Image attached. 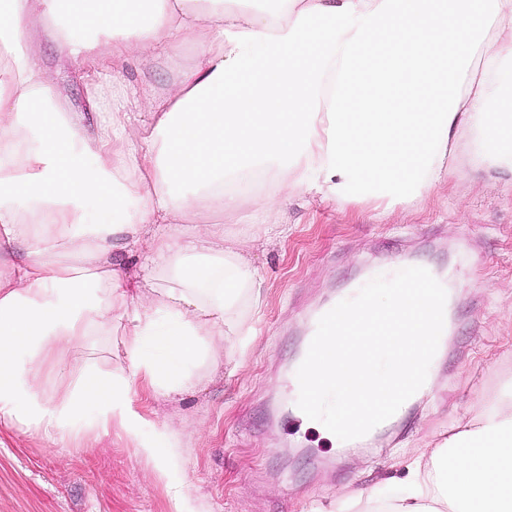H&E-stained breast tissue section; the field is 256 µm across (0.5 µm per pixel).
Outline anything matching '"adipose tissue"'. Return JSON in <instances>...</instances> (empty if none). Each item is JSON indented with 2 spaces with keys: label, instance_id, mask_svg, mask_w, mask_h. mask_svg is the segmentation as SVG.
I'll use <instances>...</instances> for the list:
<instances>
[{
  "label": "adipose tissue",
  "instance_id": "ef3b65f1",
  "mask_svg": "<svg viewBox=\"0 0 512 512\" xmlns=\"http://www.w3.org/2000/svg\"><path fill=\"white\" fill-rule=\"evenodd\" d=\"M46 38L127 96L131 64L194 52L97 126ZM460 158L512 174V0H0V426L58 448L116 429L168 480L125 391L140 375L177 399L225 330L251 335L261 288L224 218L255 212L256 245L298 194L388 215ZM116 329L130 365L104 372ZM353 505L512 512V375L392 496Z\"/></svg>",
  "mask_w": 512,
  "mask_h": 512
}]
</instances>
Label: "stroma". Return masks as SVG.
<instances>
[{"label": "stroma", "mask_w": 512, "mask_h": 512, "mask_svg": "<svg viewBox=\"0 0 512 512\" xmlns=\"http://www.w3.org/2000/svg\"><path fill=\"white\" fill-rule=\"evenodd\" d=\"M43 65L67 87L73 109L97 122L112 109V84L89 87L54 43ZM96 95L100 113L88 110ZM288 232L249 249L262 283L252 337L227 336L217 364L181 399L153 395L131 377L127 396L144 418L142 439L173 458L170 481L120 433L50 447L41 434L0 428V512H340L344 500L402 478L512 373V176L473 175L458 164L449 182L384 220L296 195ZM424 263L452 287L450 335L431 366L433 381L401 420L368 442H343L295 413L288 372L314 312L344 297L364 275ZM166 422L180 441L157 435ZM182 485L174 498L169 482Z\"/></svg>", "instance_id": "obj_1"}]
</instances>
